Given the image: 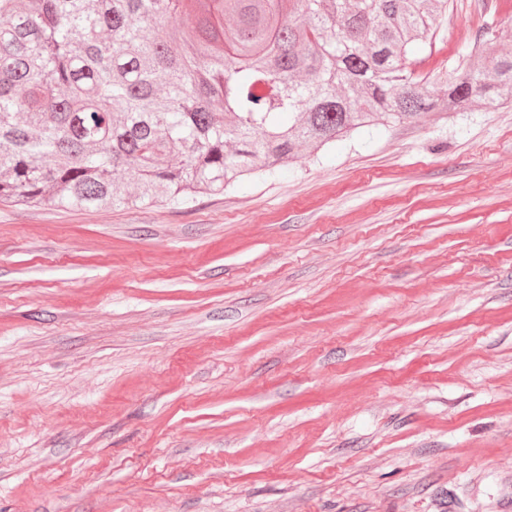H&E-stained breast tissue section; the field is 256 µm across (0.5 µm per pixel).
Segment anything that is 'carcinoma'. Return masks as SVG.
<instances>
[{
    "mask_svg": "<svg viewBox=\"0 0 512 512\" xmlns=\"http://www.w3.org/2000/svg\"><path fill=\"white\" fill-rule=\"evenodd\" d=\"M0 0V199L178 202L437 109L413 43L448 0ZM512 97V51L462 61L448 111Z\"/></svg>",
    "mask_w": 512,
    "mask_h": 512,
    "instance_id": "cac0c4a2",
    "label": "carcinoma"
}]
</instances>
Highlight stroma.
I'll use <instances>...</instances> for the list:
<instances>
[{
	"label": "stroma",
	"mask_w": 512,
	"mask_h": 512,
	"mask_svg": "<svg viewBox=\"0 0 512 512\" xmlns=\"http://www.w3.org/2000/svg\"><path fill=\"white\" fill-rule=\"evenodd\" d=\"M512 0H448L438 101ZM0 512H512V104L219 195L0 201Z\"/></svg>",
	"instance_id": "obj_1"
}]
</instances>
